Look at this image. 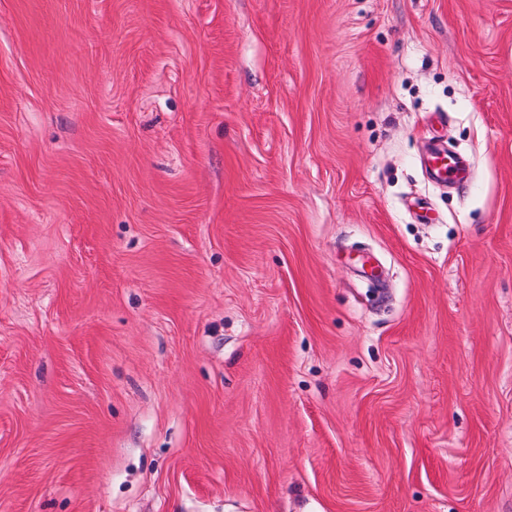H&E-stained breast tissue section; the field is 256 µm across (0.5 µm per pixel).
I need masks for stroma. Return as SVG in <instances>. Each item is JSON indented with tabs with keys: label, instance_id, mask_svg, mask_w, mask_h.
I'll return each mask as SVG.
<instances>
[{
	"label": "stroma",
	"instance_id": "1",
	"mask_svg": "<svg viewBox=\"0 0 512 512\" xmlns=\"http://www.w3.org/2000/svg\"><path fill=\"white\" fill-rule=\"evenodd\" d=\"M0 512H512V0H0Z\"/></svg>",
	"mask_w": 512,
	"mask_h": 512
}]
</instances>
